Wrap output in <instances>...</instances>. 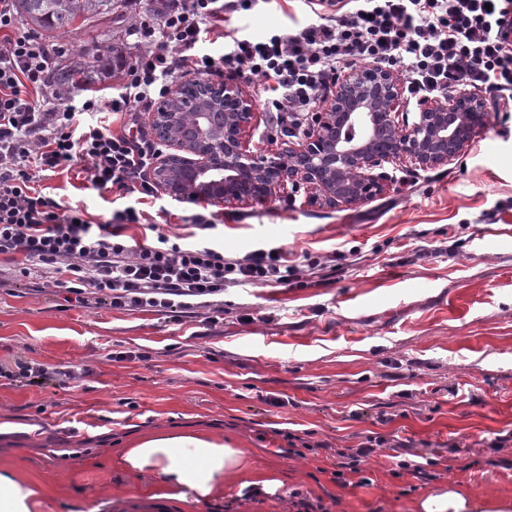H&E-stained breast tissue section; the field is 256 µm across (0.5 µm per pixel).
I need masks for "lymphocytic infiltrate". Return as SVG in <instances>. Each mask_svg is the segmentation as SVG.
I'll use <instances>...</instances> for the list:
<instances>
[{"label":"lymphocytic infiltrate","instance_id":"lymphocytic-infiltrate-1","mask_svg":"<svg viewBox=\"0 0 512 512\" xmlns=\"http://www.w3.org/2000/svg\"><path fill=\"white\" fill-rule=\"evenodd\" d=\"M253 0H167L158 26L135 31L150 42L128 64L123 91L107 104L86 97L87 112L121 114V134L105 122L76 125L68 104L46 108L53 56L20 28L14 0H0V259L20 276L32 268L57 274L64 300L83 307L192 313L229 287L290 286L299 268L285 249L224 256L210 240L179 243L160 233L143 209L115 211L99 222L35 187L41 172L89 164L92 185L115 186L150 201L156 190L142 175L158 150L135 117L168 93L170 78L254 79L277 125L301 128L318 101L332 95L337 74L358 60L403 73L406 92L429 97L448 88H484L492 102L512 98V0H303L313 16L305 27L265 42L228 39L230 15ZM228 41L215 58L196 53L207 39ZM156 233V245L131 243L130 226ZM89 368L49 366L20 356L0 359V378L22 387L81 383ZM386 436L371 433L336 451V479L358 476Z\"/></svg>","mask_w":512,"mask_h":512}]
</instances>
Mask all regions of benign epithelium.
<instances>
[{"label":"benign epithelium","instance_id":"obj_1","mask_svg":"<svg viewBox=\"0 0 512 512\" xmlns=\"http://www.w3.org/2000/svg\"><path fill=\"white\" fill-rule=\"evenodd\" d=\"M193 115L197 138L165 143L192 154L160 155L158 185L172 198L193 195L224 204L263 203L287 186H305L313 203L350 207L385 193L391 185L382 165L404 159L421 168L446 165L488 124L479 93L465 91L422 103L417 121L400 119L401 88L386 69L354 68L338 76L327 107L314 114L304 140L288 150V161L250 152L246 128L250 101L231 80L201 82ZM181 84L169 90L150 116L152 127L172 126Z\"/></svg>","mask_w":512,"mask_h":512}]
</instances>
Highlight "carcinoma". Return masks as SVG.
I'll use <instances>...</instances> for the list:
<instances>
[{
	"mask_svg": "<svg viewBox=\"0 0 512 512\" xmlns=\"http://www.w3.org/2000/svg\"><path fill=\"white\" fill-rule=\"evenodd\" d=\"M20 18L32 30L59 39L73 31L78 21L91 22L109 16L126 0H15ZM99 80L98 67L88 63L64 65L54 70V85L68 90L92 86Z\"/></svg>",
	"mask_w": 512,
	"mask_h": 512,
	"instance_id": "obj_1",
	"label": "carcinoma"
}]
</instances>
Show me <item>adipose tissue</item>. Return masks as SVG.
Returning a JSON list of instances; mask_svg holds the SVG:
<instances>
[{
  "instance_id": "ef3b65f1",
  "label": "adipose tissue",
  "mask_w": 512,
  "mask_h": 512,
  "mask_svg": "<svg viewBox=\"0 0 512 512\" xmlns=\"http://www.w3.org/2000/svg\"><path fill=\"white\" fill-rule=\"evenodd\" d=\"M118 460L127 469L155 479L152 498L162 512L180 504L217 499L228 476L246 469L244 450L198 431H161L120 449Z\"/></svg>"
}]
</instances>
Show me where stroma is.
Returning a JSON list of instances; mask_svg holds the SVG:
<instances>
[{"mask_svg":"<svg viewBox=\"0 0 512 512\" xmlns=\"http://www.w3.org/2000/svg\"><path fill=\"white\" fill-rule=\"evenodd\" d=\"M155 22V0H127L122 13L66 34L62 63L134 60L148 44L137 20ZM302 0H254L228 29L253 42L305 25ZM254 107L250 151L286 159L303 135L276 133L246 78ZM390 189L352 207L313 205L306 189L258 204L207 203L225 255L257 247L335 255V276L303 286H244L211 309L177 319L158 312L63 308L52 279L0 289V356L48 365H87L70 389L0 380V473L35 483L33 512H158L149 477L124 470L115 451L168 428L203 431L243 449L282 485L270 495L224 482L214 502L182 512H289L300 492L328 512H419L453 488L472 504L512 501V447L490 451L512 430V112H493L470 146L443 166L385 165ZM41 185L100 219L135 205L136 194L98 190L74 172H44ZM121 351L144 361H112ZM285 399L273 407L258 392ZM387 414L388 423L378 421ZM315 431L318 449L299 456L284 430ZM378 432L445 447L440 479L393 476L391 449L365 465L371 482L342 485L335 451Z\"/></svg>","mask_w":512,"mask_h":512,"instance_id":"1","label":"stroma"}]
</instances>
